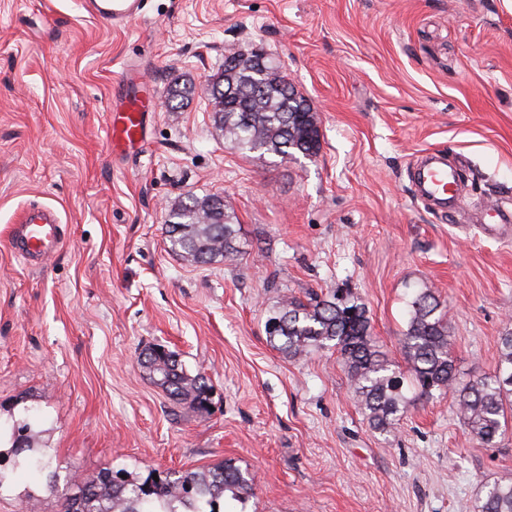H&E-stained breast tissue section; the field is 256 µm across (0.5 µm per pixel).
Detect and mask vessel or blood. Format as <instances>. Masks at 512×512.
Returning <instances> with one entry per match:
<instances>
[{
  "mask_svg": "<svg viewBox=\"0 0 512 512\" xmlns=\"http://www.w3.org/2000/svg\"><path fill=\"white\" fill-rule=\"evenodd\" d=\"M83 8L101 26L125 30L142 17L144 0H83ZM154 88L137 71L126 69L112 87L108 113L107 143L113 153L126 154L139 148L146 135L147 121L154 110ZM417 180L423 194L435 199L448 194L452 176L437 160L419 169ZM61 220L55 208L37 205L22 217L18 236L11 245L21 255L48 258L62 240Z\"/></svg>",
  "mask_w": 512,
  "mask_h": 512,
  "instance_id": "b4317fda",
  "label": "vessel or blood"
}]
</instances>
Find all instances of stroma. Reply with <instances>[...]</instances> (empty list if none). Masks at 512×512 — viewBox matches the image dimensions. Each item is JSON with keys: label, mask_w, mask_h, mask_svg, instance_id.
I'll return each mask as SVG.
<instances>
[{"label": "stroma", "mask_w": 512, "mask_h": 512, "mask_svg": "<svg viewBox=\"0 0 512 512\" xmlns=\"http://www.w3.org/2000/svg\"><path fill=\"white\" fill-rule=\"evenodd\" d=\"M259 46L311 104L315 156L230 148L205 93L229 52ZM155 89L143 146H107L112 84ZM194 85L172 107L173 85ZM461 176L438 208L412 182L427 153ZM218 195L232 261L192 264L164 224ZM54 206L59 251L39 267L10 240L27 205ZM512 0H147L113 32L79 0H0V512H61L71 478L195 472L232 461L251 496L223 512H461L512 479V429L481 445L450 396L372 430L335 353L293 360L265 332L282 295L350 289L403 366L407 302L432 288L462 381L493 375L512 331ZM163 346L207 378L209 411L172 404L139 360ZM29 425L33 448L13 452ZM43 458L56 481L26 471Z\"/></svg>", "instance_id": "35a3bbf8"}]
</instances>
